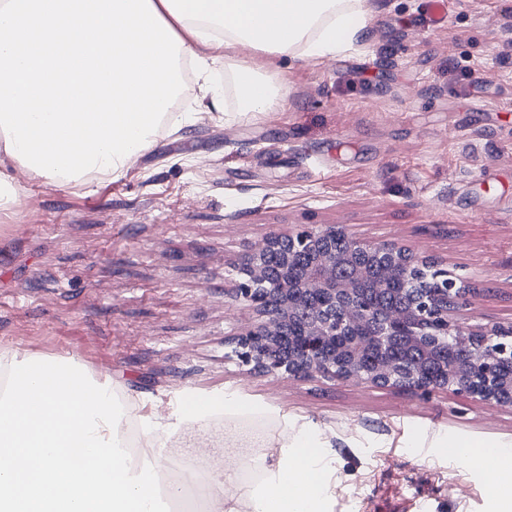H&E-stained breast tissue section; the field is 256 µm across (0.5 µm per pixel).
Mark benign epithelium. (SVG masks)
I'll list each match as a JSON object with an SVG mask.
<instances>
[{"label": "benign epithelium", "instance_id": "7a95c632", "mask_svg": "<svg viewBox=\"0 0 512 512\" xmlns=\"http://www.w3.org/2000/svg\"><path fill=\"white\" fill-rule=\"evenodd\" d=\"M338 238L342 251L336 250ZM272 254L281 262L276 283L266 276ZM360 256L381 261L386 279L411 287L417 297L405 306H370L358 275L339 276ZM294 287L304 293L311 318L291 336L299 318ZM234 294L258 316L232 341V353L254 371L424 393L450 390L512 406V375L501 371L512 363V324L483 330L458 322L465 289L447 270L403 247L362 241L334 226L270 235L239 268ZM444 349L452 351L450 363L434 375L429 367Z\"/></svg>", "mask_w": 512, "mask_h": 512}]
</instances>
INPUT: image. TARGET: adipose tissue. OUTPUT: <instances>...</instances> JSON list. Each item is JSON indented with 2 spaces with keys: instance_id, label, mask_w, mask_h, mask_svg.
Returning a JSON list of instances; mask_svg holds the SVG:
<instances>
[{
  "instance_id": "1",
  "label": "adipose tissue",
  "mask_w": 512,
  "mask_h": 512,
  "mask_svg": "<svg viewBox=\"0 0 512 512\" xmlns=\"http://www.w3.org/2000/svg\"><path fill=\"white\" fill-rule=\"evenodd\" d=\"M182 41L196 91L221 111L213 81L224 52L250 47L269 55L319 60L363 41L370 0H151ZM235 111L258 114L286 102V82L246 62L224 72ZM14 394L0 395V512H173L178 486L164 471L180 466L166 449L179 430L224 418V467L190 483L209 489L207 512H329L327 433L305 424L254 433L241 420L270 416V407L237 394L186 391L167 417L141 414L131 395L116 399L75 369L0 353ZM138 432L123 449V424Z\"/></svg>"
}]
</instances>
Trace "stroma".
I'll use <instances>...</instances> for the list:
<instances>
[{
	"mask_svg": "<svg viewBox=\"0 0 512 512\" xmlns=\"http://www.w3.org/2000/svg\"><path fill=\"white\" fill-rule=\"evenodd\" d=\"M371 0L363 47L323 61L239 59L285 106L161 129L120 178L20 175L0 206V352L80 355L145 412L235 392L332 431V512H500L512 406L243 366L256 313L236 268L269 234L330 225L392 242L467 290V324H512V0ZM451 447L435 448V435Z\"/></svg>",
	"mask_w": 512,
	"mask_h": 512,
	"instance_id": "1",
	"label": "stroma"
}]
</instances>
